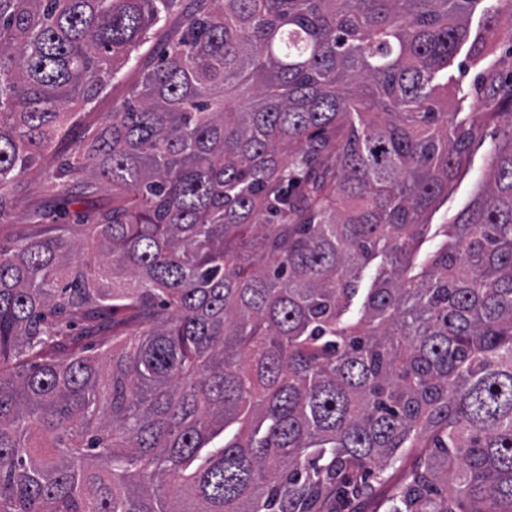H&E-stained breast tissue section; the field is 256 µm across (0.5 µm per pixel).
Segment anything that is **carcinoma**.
<instances>
[{"instance_id": "1", "label": "carcinoma", "mask_w": 512, "mask_h": 512, "mask_svg": "<svg viewBox=\"0 0 512 512\" xmlns=\"http://www.w3.org/2000/svg\"><path fill=\"white\" fill-rule=\"evenodd\" d=\"M485 2L0 0V213L178 15L48 175L109 199L106 266L68 224L0 242V512H340L390 469L383 512H512V0ZM495 34L508 131L434 229L481 130L448 68ZM146 54L141 56L137 66L128 65L122 69L120 79L114 80L112 86L103 93L93 104L92 108L87 109L83 117L84 125H95L105 119L112 113V105L120 104L127 97L131 86L140 79L141 73L147 61Z\"/></svg>"}]
</instances>
